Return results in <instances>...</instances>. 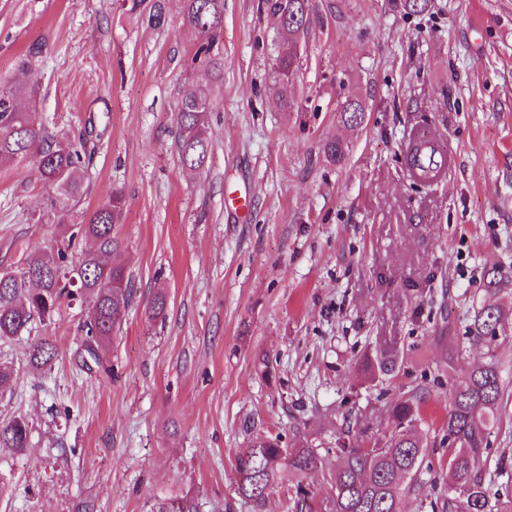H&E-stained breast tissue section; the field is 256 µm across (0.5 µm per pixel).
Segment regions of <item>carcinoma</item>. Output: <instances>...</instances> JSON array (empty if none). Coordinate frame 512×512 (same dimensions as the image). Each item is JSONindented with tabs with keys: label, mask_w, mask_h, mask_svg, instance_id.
I'll use <instances>...</instances> for the list:
<instances>
[{
	"label": "carcinoma",
	"mask_w": 512,
	"mask_h": 512,
	"mask_svg": "<svg viewBox=\"0 0 512 512\" xmlns=\"http://www.w3.org/2000/svg\"><path fill=\"white\" fill-rule=\"evenodd\" d=\"M184 24L207 36L192 55V63L207 69L212 82L224 80V57L219 44L224 27V0H183ZM274 12L288 16L282 27L283 41L275 59L278 75L291 80L299 68L292 45L298 32L306 31L316 19L314 0H276ZM163 0H153L147 22L153 27L165 23ZM48 51L45 41L31 43L20 56L17 72L0 85V166H11L28 157L35 160L40 176L52 189L46 216L53 224H66L72 208L84 196L80 140L64 141L49 134L37 122L35 106L21 101L36 98V89L26 75ZM213 111L211 88L188 87L180 100L177 148L183 167L200 170L212 150L207 114ZM346 123L364 121L365 107L353 96L339 105ZM125 198L117 190L108 192V203L90 212L79 225L83 247L73 255V238L48 250H32L13 271H0V340H11L30 332L34 322L53 319L64 305L88 303V319L80 355L88 356V367L100 376L112 378V365L103 361L99 348L109 343L121 323L130 297L129 280L123 267L107 263L112 254L113 227L119 223ZM504 315L501 305L482 303L474 311L469 338L485 341L496 337ZM57 356L54 341L45 336L34 342L29 353L31 365L50 367ZM395 360L383 355L367 359L371 379L389 374ZM507 386L500 366L489 362L474 368L462 380L448 377V418L444 441L448 443V512H512V496L490 495L482 469L491 447V430L507 398ZM391 429L378 437L346 443L350 425L336 435L339 464L329 476L330 491L321 501L323 512H401L405 480H417L426 445L418 433L419 402L408 397L389 408ZM31 425L23 415L0 422V447L18 452L29 446ZM322 462L321 449L308 442L292 448L280 437L259 435L241 449L235 459V491L256 507L264 504L269 491L288 476L296 482V494H306L304 480Z\"/></svg>",
	"instance_id": "1"
}]
</instances>
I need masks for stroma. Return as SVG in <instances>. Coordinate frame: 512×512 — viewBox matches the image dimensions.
I'll list each match as a JSON object with an SVG mask.
<instances>
[{
	"instance_id": "1",
	"label": "stroma",
	"mask_w": 512,
	"mask_h": 512,
	"mask_svg": "<svg viewBox=\"0 0 512 512\" xmlns=\"http://www.w3.org/2000/svg\"><path fill=\"white\" fill-rule=\"evenodd\" d=\"M273 3L224 0L213 147L188 171L178 104L209 77L191 62L203 36L183 25L181 0H165L159 28L132 0H0V82L29 44L47 42L29 74L38 119L90 149L68 224L33 223L48 199L33 160L0 167V271L69 236L117 189L112 259L133 288L103 349L111 379L82 367L80 303L0 342L14 369L0 422L21 414L32 426L25 451L0 447V512H152L172 499L254 512L234 471L253 435L330 443L348 421L380 436L389 404L412 395L429 449L402 508L448 512L449 378L493 360L512 386V0H431L419 14L400 0H315L286 83ZM350 95L365 105L358 126L337 112ZM423 132L457 158L432 184L412 180L402 158ZM331 138L345 145L341 163L324 156ZM494 265L507 313L476 344L467 329ZM159 291L167 307L155 320ZM43 336L59 351L48 372L27 363ZM382 351L396 367L370 380L363 360ZM336 465L324 455L304 498L280 483L263 512H317ZM484 470L512 492V398Z\"/></svg>"
}]
</instances>
